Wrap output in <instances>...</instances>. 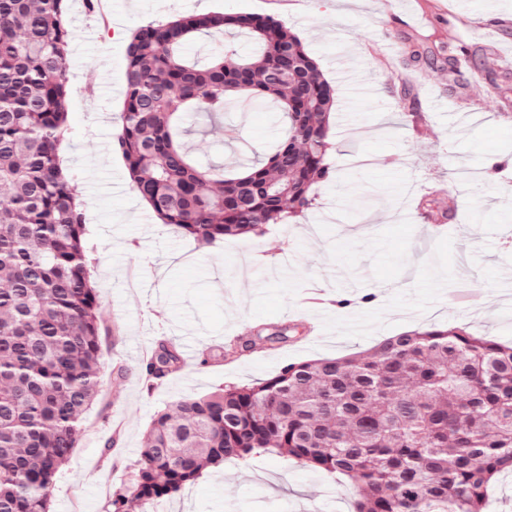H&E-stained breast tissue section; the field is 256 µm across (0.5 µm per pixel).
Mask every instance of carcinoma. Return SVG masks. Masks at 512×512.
<instances>
[{
  "instance_id": "carcinoma-1",
  "label": "carcinoma",
  "mask_w": 512,
  "mask_h": 512,
  "mask_svg": "<svg viewBox=\"0 0 512 512\" xmlns=\"http://www.w3.org/2000/svg\"><path fill=\"white\" fill-rule=\"evenodd\" d=\"M66 2L0 0V512H51L100 394L86 214L57 154L69 130ZM222 28L248 34L255 51L188 54L195 34ZM237 105L283 113L267 157L229 171L183 148L193 118ZM335 110L336 88L277 20L181 16L133 33L113 149L162 223L208 244L250 239L314 207L332 178ZM180 367L161 343L144 372L158 384ZM262 454L346 477L356 512H484L489 486L512 472V343L433 326L184 396L155 415L112 512H141L209 467Z\"/></svg>"
}]
</instances>
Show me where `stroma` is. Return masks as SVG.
<instances>
[{
  "label": "stroma",
  "instance_id": "35a3bbf8",
  "mask_svg": "<svg viewBox=\"0 0 512 512\" xmlns=\"http://www.w3.org/2000/svg\"><path fill=\"white\" fill-rule=\"evenodd\" d=\"M68 0V156L86 208L87 271L104 310L101 394L58 473L51 512H108L127 486L154 414L186 395L267 378L282 366L365 352L405 330L460 324L512 341V171L463 182L484 158L512 155V0H111L112 24ZM496 11L500 20L484 23ZM273 17L295 33L336 88L317 206L252 240L200 244L161 221L131 188L112 148L123 110L127 42L141 25L176 16ZM418 46L434 67L413 58ZM480 50L468 85L448 80V55ZM473 115L464 129L455 112ZM276 113L233 112L195 127L193 155L221 148L225 167L268 152ZM433 214L402 218L407 197ZM450 211L452 222L434 213ZM370 304H362L365 295ZM287 325L286 344L224 355L231 338ZM181 371L152 385L141 372L159 340ZM345 478L257 455L208 468L148 512H354Z\"/></svg>",
  "mask_w": 512,
  "mask_h": 512
}]
</instances>
